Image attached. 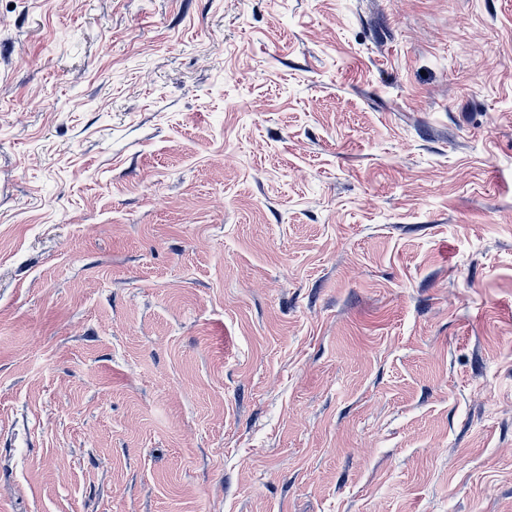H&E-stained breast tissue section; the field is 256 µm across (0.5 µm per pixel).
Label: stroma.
<instances>
[{"mask_svg":"<svg viewBox=\"0 0 512 512\" xmlns=\"http://www.w3.org/2000/svg\"><path fill=\"white\" fill-rule=\"evenodd\" d=\"M0 512H512V0H0Z\"/></svg>","mask_w":512,"mask_h":512,"instance_id":"1","label":"stroma"}]
</instances>
